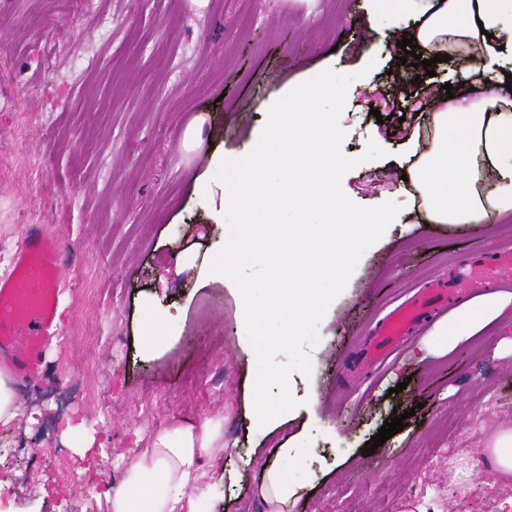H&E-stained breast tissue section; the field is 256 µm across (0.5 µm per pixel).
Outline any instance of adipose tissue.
<instances>
[{
	"label": "adipose tissue",
	"instance_id": "adipose-tissue-1",
	"mask_svg": "<svg viewBox=\"0 0 512 512\" xmlns=\"http://www.w3.org/2000/svg\"><path fill=\"white\" fill-rule=\"evenodd\" d=\"M391 23L411 17L406 38L423 58L448 45H487V33L512 16V0H373ZM504 77L488 79L478 96L439 97L430 115V144L408 141L414 159L407 169L431 224H493L512 217V98ZM512 313V294L489 290L463 301L431 331L432 341L453 349L494 320ZM220 428L175 425L160 431L150 448L129 464L120 488L107 492L111 512H201L190 490L203 472L200 460L223 451ZM290 448L269 454L255 491L267 512H288L297 486L284 465Z\"/></svg>",
	"mask_w": 512,
	"mask_h": 512
}]
</instances>
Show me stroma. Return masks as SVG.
Wrapping results in <instances>:
<instances>
[{
    "label": "stroma",
    "instance_id": "35a3bbf8",
    "mask_svg": "<svg viewBox=\"0 0 512 512\" xmlns=\"http://www.w3.org/2000/svg\"><path fill=\"white\" fill-rule=\"evenodd\" d=\"M56 0H0V275L26 225L63 244L59 329L37 376L12 388L17 428L0 430V512H108L111 473L170 426L219 422L223 478L192 490L205 512H263L261 461L294 448L302 487L289 512H512V482L482 450L512 425V338L506 316L443 351L413 336L383 371L360 353L379 320L423 288L458 300L487 288L466 271L512 254L511 224L425 225L406 207L402 144L427 138L423 97L457 83L454 62L401 63L397 32L372 0H93L55 20ZM376 52H369V45ZM353 75L339 125L359 166L342 178L354 203L398 205L397 221L359 260L308 349L311 375L291 372L298 408L269 429L252 412L255 353L231 280L211 272L224 227L197 180L212 149L249 154L263 108L324 69ZM203 120L200 147L182 134ZM385 157L364 161L369 143ZM169 323L144 349L142 305ZM404 429L366 443L393 413ZM98 445L77 454L86 435Z\"/></svg>",
    "mask_w": 512,
    "mask_h": 512
}]
</instances>
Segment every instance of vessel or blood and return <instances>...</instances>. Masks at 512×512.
<instances>
[{
	"label": "vessel or blood",
	"instance_id": "1",
	"mask_svg": "<svg viewBox=\"0 0 512 512\" xmlns=\"http://www.w3.org/2000/svg\"><path fill=\"white\" fill-rule=\"evenodd\" d=\"M63 284V253L58 239L42 225H28L7 276L0 277V356L9 372L29 376L46 336L55 328L59 291ZM447 301L432 293L408 298L383 319L366 355L383 368L415 335L432 312Z\"/></svg>",
	"mask_w": 512,
	"mask_h": 512
}]
</instances>
